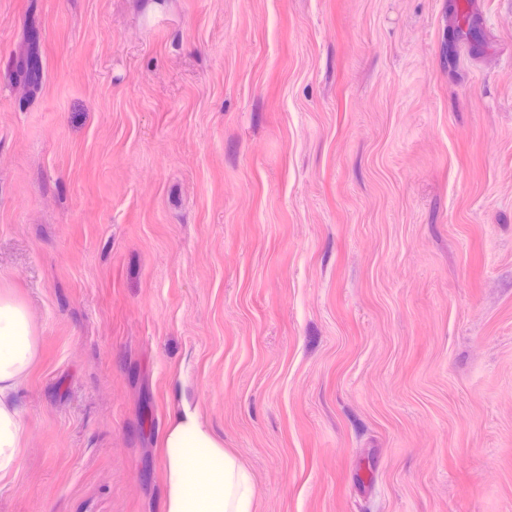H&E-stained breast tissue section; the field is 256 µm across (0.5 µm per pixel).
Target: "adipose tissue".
Listing matches in <instances>:
<instances>
[{
  "mask_svg": "<svg viewBox=\"0 0 512 512\" xmlns=\"http://www.w3.org/2000/svg\"><path fill=\"white\" fill-rule=\"evenodd\" d=\"M38 354L39 337L26 305L0 286V480L19 465L26 425L17 394ZM163 444L164 512H253L251 474L203 421L196 403L180 401Z\"/></svg>",
  "mask_w": 512,
  "mask_h": 512,
  "instance_id": "obj_1",
  "label": "adipose tissue"
}]
</instances>
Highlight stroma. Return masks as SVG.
Segmentation results:
<instances>
[{"mask_svg":"<svg viewBox=\"0 0 512 512\" xmlns=\"http://www.w3.org/2000/svg\"><path fill=\"white\" fill-rule=\"evenodd\" d=\"M459 6L0 0V512H162L183 394L254 512H512V0ZM16 75L29 87H37L42 78V71L35 47L29 43L17 66ZM39 354V337L26 305L0 286V480L18 469L25 422L17 394Z\"/></svg>","mask_w":512,"mask_h":512,"instance_id":"obj_1","label":"stroma"}]
</instances>
